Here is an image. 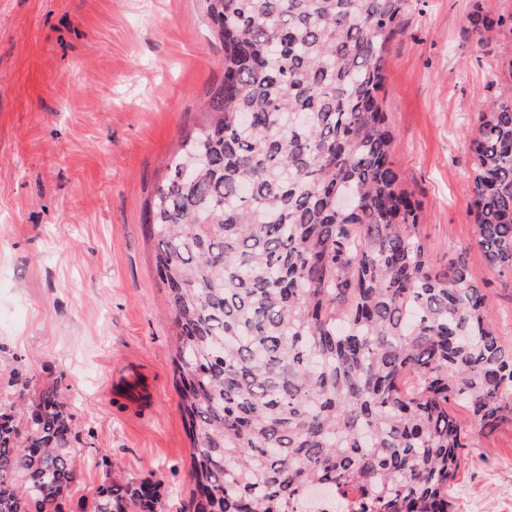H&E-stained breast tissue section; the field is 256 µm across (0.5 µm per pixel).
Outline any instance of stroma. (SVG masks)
<instances>
[{
	"label": "stroma",
	"instance_id": "1",
	"mask_svg": "<svg viewBox=\"0 0 512 512\" xmlns=\"http://www.w3.org/2000/svg\"><path fill=\"white\" fill-rule=\"evenodd\" d=\"M477 8L512 15V0H409L383 105L430 256L467 251L511 344L512 280L475 247L467 184L491 75L512 90V28L478 43L467 31ZM223 73L202 0H0V400L32 402L50 381L67 402L77 480L63 512L90 507L108 478L156 483V512L188 504L176 329L142 209ZM131 367L156 388L138 410L109 394ZM105 455L108 474L94 464ZM466 456L454 512H512V426Z\"/></svg>",
	"mask_w": 512,
	"mask_h": 512
}]
</instances>
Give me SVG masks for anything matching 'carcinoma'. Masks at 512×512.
<instances>
[{
	"instance_id": "cac0c4a2",
	"label": "carcinoma",
	"mask_w": 512,
	"mask_h": 512,
	"mask_svg": "<svg viewBox=\"0 0 512 512\" xmlns=\"http://www.w3.org/2000/svg\"><path fill=\"white\" fill-rule=\"evenodd\" d=\"M224 77L143 208L176 328L192 512H451L465 449L512 426V345L463 252L435 263L380 93L408 0H205ZM512 23L476 15L480 42ZM470 214L512 277V96L477 113ZM460 403L466 427L449 412ZM72 416L0 401V512H60ZM102 487L90 512H155Z\"/></svg>"
}]
</instances>
